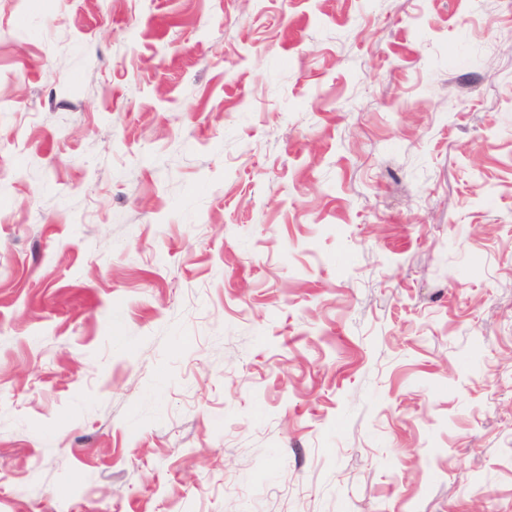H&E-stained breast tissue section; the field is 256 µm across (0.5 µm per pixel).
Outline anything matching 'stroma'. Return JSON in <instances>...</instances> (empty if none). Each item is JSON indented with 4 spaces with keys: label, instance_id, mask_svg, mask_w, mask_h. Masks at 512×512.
I'll list each match as a JSON object with an SVG mask.
<instances>
[{
    "label": "stroma",
    "instance_id": "1",
    "mask_svg": "<svg viewBox=\"0 0 512 512\" xmlns=\"http://www.w3.org/2000/svg\"><path fill=\"white\" fill-rule=\"evenodd\" d=\"M512 0H0V512H512Z\"/></svg>",
    "mask_w": 512,
    "mask_h": 512
}]
</instances>
